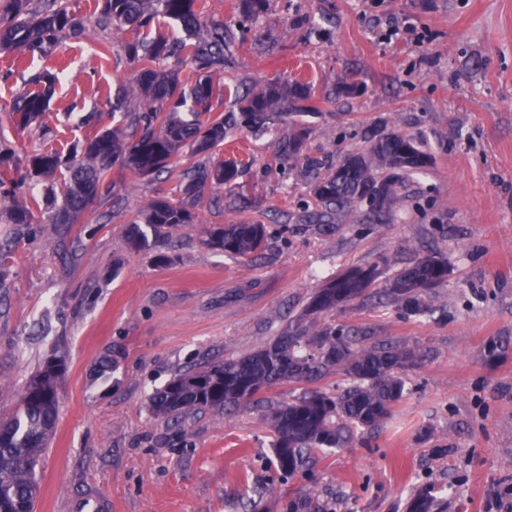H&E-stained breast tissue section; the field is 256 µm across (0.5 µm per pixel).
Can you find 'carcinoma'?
<instances>
[{
  "label": "carcinoma",
  "instance_id": "carcinoma-1",
  "mask_svg": "<svg viewBox=\"0 0 512 512\" xmlns=\"http://www.w3.org/2000/svg\"><path fill=\"white\" fill-rule=\"evenodd\" d=\"M266 0H241L237 25L263 9ZM197 0H103L100 18L112 27V37L136 34L122 42L139 65L133 82L115 93L112 111L121 112L126 126L97 131L84 142L62 152L39 149L15 159L11 145L0 136V215L22 231L31 224H76L97 199L112 198L111 169L115 165L141 178L164 171L182 153L205 162L190 173L183 188L155 198L137 213L127 231L129 248L151 249L188 224H200L202 201L219 187L235 207L241 201L237 162L219 158L231 125L253 131L296 123L295 116L315 112L311 87L286 77L260 83L239 92L220 83L229 26L200 20ZM161 13L192 30L189 40L171 42L163 36L139 34ZM83 22L70 8V0H47L44 8H30V0H0V52L30 57L44 56L59 38L79 39ZM175 59L190 65L185 78L163 62ZM56 80L52 72L33 79L41 89L30 91L13 106L21 128L43 125L49 93ZM233 100L236 111L213 108L214 98ZM302 135L284 142L282 153L296 157L300 173L313 183L320 215L339 217L355 202L365 199L382 204L400 200L398 189L427 164V157L413 142L399 134L379 137L367 153L347 158L333 171L321 174L323 163L299 155ZM380 165L395 170L382 181L374 171ZM45 181L43 196L27 197L21 191L26 177ZM205 243L236 258L257 256L266 238L261 224L239 221L213 227ZM375 278V269L357 268L331 279L310 299L304 313L288 333L241 358L209 363L175 374L149 398L150 411L158 416H189L203 411H231L260 402L266 387L280 382H310L332 373L349 380L332 397L311 391L270 408L269 423L280 469L292 475L310 456L330 448H343L353 430L376 427L389 416L404 395V368L419 361L420 354L405 344L370 340L357 347L341 328L319 326L317 317L341 309L361 297ZM448 278V260L431 253L395 273L386 288L388 300L407 314L429 310L422 294ZM311 324H303L304 319ZM67 372L64 357L49 356L31 376L16 410L0 417V512H34L39 493L36 463L47 448L57 420V385ZM432 489L414 497L408 512H436Z\"/></svg>",
  "mask_w": 512,
  "mask_h": 512
}]
</instances>
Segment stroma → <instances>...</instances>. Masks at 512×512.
<instances>
[{
	"instance_id": "1",
	"label": "stroma",
	"mask_w": 512,
	"mask_h": 512,
	"mask_svg": "<svg viewBox=\"0 0 512 512\" xmlns=\"http://www.w3.org/2000/svg\"><path fill=\"white\" fill-rule=\"evenodd\" d=\"M86 32L44 58L0 54V134L17 157L112 127V95L137 64L99 21L102 0H71ZM413 34L393 36V26ZM223 82L277 77L310 83L318 112L303 116L302 151L332 168L380 135L411 139L430 157L374 214L355 203L331 232L308 216L309 183L282 156L288 135L232 127L224 156L240 160L244 211L223 190L201 223L154 249L131 251L126 231L152 198L174 193L197 158L181 155L151 182L113 170L119 207L93 204L59 232L0 223L12 257L0 289V415L19 404L50 354L68 371L57 387L55 435L36 473L35 512H72L98 494L112 512H407L433 486L442 512H504L512 489V0H268L247 34L232 32ZM109 53H102V46ZM58 81L40 130L10 117L37 73ZM264 225L257 258L206 245L209 227ZM431 252L448 279L427 290L432 311L378 303L396 271ZM166 254L168 263L156 260ZM375 268L365 295L329 323L418 349L406 389L379 427L283 473L271 445L270 405L308 391L339 393L343 376L282 381L265 404L186 418L157 417L149 396L179 369L239 358L287 331L313 296L345 270ZM116 367L94 374L104 353Z\"/></svg>"
}]
</instances>
